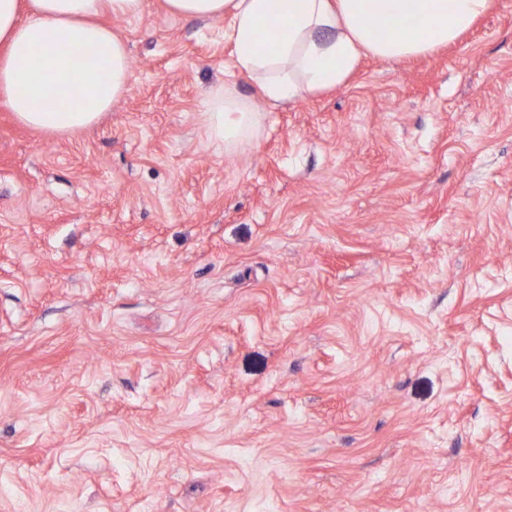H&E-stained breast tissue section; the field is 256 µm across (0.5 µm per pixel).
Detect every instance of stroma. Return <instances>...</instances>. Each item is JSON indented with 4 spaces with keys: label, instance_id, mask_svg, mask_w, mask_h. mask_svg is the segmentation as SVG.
I'll return each instance as SVG.
<instances>
[{
    "label": "stroma",
    "instance_id": "stroma-1",
    "mask_svg": "<svg viewBox=\"0 0 512 512\" xmlns=\"http://www.w3.org/2000/svg\"><path fill=\"white\" fill-rule=\"evenodd\" d=\"M103 21L97 125L0 102V512H512V0L282 106L224 21ZM203 114L209 139L218 146L252 139L261 122L254 105L226 91L214 94Z\"/></svg>",
    "mask_w": 512,
    "mask_h": 512
}]
</instances>
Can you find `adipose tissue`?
<instances>
[{"instance_id":"obj_1","label":"adipose tissue","mask_w":512,"mask_h":512,"mask_svg":"<svg viewBox=\"0 0 512 512\" xmlns=\"http://www.w3.org/2000/svg\"><path fill=\"white\" fill-rule=\"evenodd\" d=\"M491 0H164L174 16L227 19L231 67L262 96L288 103L341 85L361 55L426 57L454 42ZM144 0H0V100L24 126L72 135L129 89L124 40L104 13L135 16ZM70 45L67 53L59 45ZM215 144L252 139L259 110L231 93L203 111Z\"/></svg>"}]
</instances>
